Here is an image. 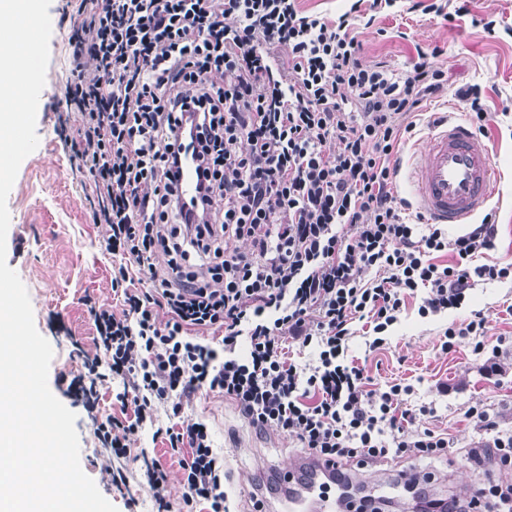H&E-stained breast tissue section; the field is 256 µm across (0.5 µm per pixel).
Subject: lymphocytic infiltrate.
I'll use <instances>...</instances> for the list:
<instances>
[{"label": "lymphocytic infiltrate", "instance_id": "f902f5d3", "mask_svg": "<svg viewBox=\"0 0 512 512\" xmlns=\"http://www.w3.org/2000/svg\"><path fill=\"white\" fill-rule=\"evenodd\" d=\"M395 3L348 0L326 21L298 0H66L70 69L55 132L90 182L123 302L118 313L91 308L103 355L84 366L119 379L117 401L135 404L94 425L115 456L159 409L180 412L202 390L342 466L447 454V435L415 428L427 409L405 406L401 384L368 389L364 368L344 361L355 322L377 349L408 299L434 316L461 308L476 282L512 277V263L474 262L493 245L491 219L451 239L420 233L398 205L393 159L448 68L437 48L417 49L400 75L361 61L355 26ZM189 158L204 182L185 201L177 183ZM229 240L242 249H225ZM448 251L456 263H436ZM135 266L150 272L144 287L130 284ZM214 327L220 340L204 336ZM285 335L314 348L315 362L288 358ZM465 416L489 436L467 448L469 466L508 474L477 489L469 512L487 499L512 512V433L485 406ZM165 434L189 451L185 505L230 512L206 423Z\"/></svg>", "mask_w": 512, "mask_h": 512}]
</instances>
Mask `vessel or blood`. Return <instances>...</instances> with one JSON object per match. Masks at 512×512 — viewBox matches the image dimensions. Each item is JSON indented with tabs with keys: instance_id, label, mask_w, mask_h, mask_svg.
<instances>
[{
	"instance_id": "obj_1",
	"label": "vessel or blood",
	"mask_w": 512,
	"mask_h": 512,
	"mask_svg": "<svg viewBox=\"0 0 512 512\" xmlns=\"http://www.w3.org/2000/svg\"><path fill=\"white\" fill-rule=\"evenodd\" d=\"M492 149L468 125L447 120L426 137L411 165L417 208L433 224H471L492 199ZM335 462L293 460L275 470L274 487L289 505L312 499L316 512H336V500L321 486L335 477Z\"/></svg>"
}]
</instances>
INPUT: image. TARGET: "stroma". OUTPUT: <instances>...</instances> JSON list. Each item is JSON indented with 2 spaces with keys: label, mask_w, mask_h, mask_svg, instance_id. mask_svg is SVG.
<instances>
[{
  "label": "stroma",
  "mask_w": 512,
  "mask_h": 512,
  "mask_svg": "<svg viewBox=\"0 0 512 512\" xmlns=\"http://www.w3.org/2000/svg\"><path fill=\"white\" fill-rule=\"evenodd\" d=\"M64 3L51 0L49 8L52 35L46 83L37 110L39 144L21 163L7 199V263L27 288L35 326L53 348L48 384L77 416L84 473L118 512H151L150 492L140 482L135 459L140 451H147L159 460L166 474L172 512H189L183 504L179 457L164 437L155 435V428L142 431L124 458L113 456L95 438V415L134 412V403L123 405L116 400L120 384L108 376L98 379V399L92 404L70 385L84 371L75 345L90 353L95 350L89 302L117 310L121 298L112 290V269L119 260L106 250L105 232L92 223L86 207L89 184L71 170L54 132V107L63 96L69 71L68 25L61 14ZM413 3L397 0L373 27L356 28L363 44L362 59L401 74L416 47L437 46L443 51L448 87L423 108L401 153L405 163L438 117L470 123V108L458 89L466 84L480 86L488 113L484 136L493 149L497 186L490 205L496 226L494 246L477 261H512V0H470L468 15L452 19L423 13ZM486 20L495 21L496 35L484 31L482 23ZM419 304V299H408L399 322L389 328L383 348L370 349L368 337L359 333L352 337L347 350L348 359L365 367L373 388L383 390L393 383L411 386L408 404L434 409L433 414L422 417V426L448 433L455 443L453 454L437 461H390L378 467L352 469L351 482L374 498L392 499L394 512H415L417 508L404 488L391 485L404 470L420 475V491L436 499L453 493L459 482L474 488L499 478L497 469L491 467L477 474L462 459L465 449L483 437L479 428L464 418L469 406H487L498 414L501 428L512 431V280L478 282L462 308L441 315L421 318ZM477 313L487 321L490 343L504 368L503 374L492 378L484 371L485 354L476 352L471 340L457 339L447 352L441 348L449 323ZM191 419L207 424L215 452L224 457V489L233 512H251L253 502L245 493L251 482L269 481L275 466L303 454L287 436L251 425L231 399L216 393L195 394L184 403L180 415L160 412L156 428ZM109 466L126 473L128 483L123 491L110 485L104 473Z\"/></svg>",
  "instance_id": "obj_1"
}]
</instances>
